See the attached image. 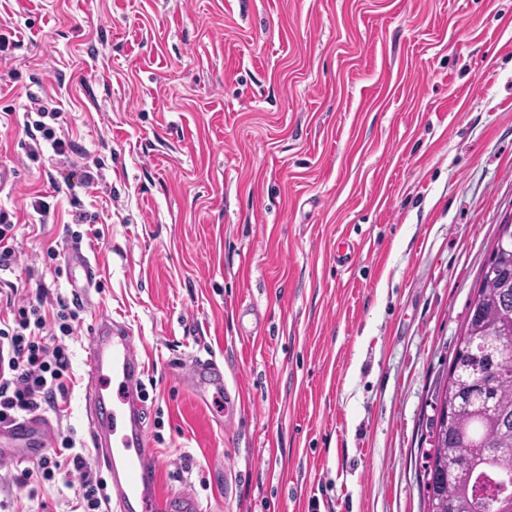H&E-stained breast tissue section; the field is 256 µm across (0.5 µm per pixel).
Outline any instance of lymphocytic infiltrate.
Here are the masks:
<instances>
[{
  "mask_svg": "<svg viewBox=\"0 0 512 512\" xmlns=\"http://www.w3.org/2000/svg\"><path fill=\"white\" fill-rule=\"evenodd\" d=\"M78 318L63 302L49 314L40 300L12 292L0 300V423L67 402L73 378L66 340L74 335ZM58 480L74 491L68 512H103L109 502L107 485L93 473L86 451L64 433L17 478L23 486Z\"/></svg>",
  "mask_w": 512,
  "mask_h": 512,
  "instance_id": "1",
  "label": "lymphocytic infiltrate"
}]
</instances>
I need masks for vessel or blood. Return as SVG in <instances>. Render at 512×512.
Listing matches in <instances>:
<instances>
[{"label": "vessel or blood", "instance_id": "obj_1", "mask_svg": "<svg viewBox=\"0 0 512 512\" xmlns=\"http://www.w3.org/2000/svg\"><path fill=\"white\" fill-rule=\"evenodd\" d=\"M69 272L79 273L82 284L74 299L87 294L98 269L80 243H71L63 256ZM190 380L198 396L208 390L223 392L224 376L215 361L197 357L189 363ZM145 365L136 351V338L124 324L101 318L88 353L86 415L89 436L99 464L112 489L115 512H167L170 498L160 487L158 462L142 420L141 398ZM112 380L115 394L104 392ZM50 420L33 415L9 426L0 425V458L10 449H27L39 456L47 445Z\"/></svg>", "mask_w": 512, "mask_h": 512}]
</instances>
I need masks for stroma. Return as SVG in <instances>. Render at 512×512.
I'll list each match as a JSON object with an SVG mask.
<instances>
[{"label":"stroma","mask_w":512,"mask_h":512,"mask_svg":"<svg viewBox=\"0 0 512 512\" xmlns=\"http://www.w3.org/2000/svg\"><path fill=\"white\" fill-rule=\"evenodd\" d=\"M36 100L73 153L31 146ZM0 167L19 255L0 289L71 300L46 251L74 240L101 271L56 429L90 448L106 314L137 338L164 491L202 512H426L422 426L512 221V0H0ZM195 356L236 416L197 400ZM31 464L0 460V506L66 512L71 490L13 482ZM189 371L191 383L200 399H206L209 387H214L216 394L224 393V375L213 358L195 357L189 363Z\"/></svg>","instance_id":"1"}]
</instances>
